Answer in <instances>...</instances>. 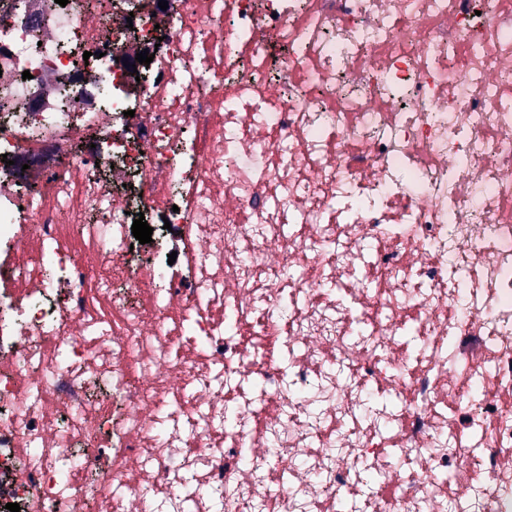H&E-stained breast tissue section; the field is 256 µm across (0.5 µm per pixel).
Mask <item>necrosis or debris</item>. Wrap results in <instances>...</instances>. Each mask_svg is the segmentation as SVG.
Here are the masks:
<instances>
[{"label":"necrosis or debris","instance_id":"1","mask_svg":"<svg viewBox=\"0 0 512 512\" xmlns=\"http://www.w3.org/2000/svg\"><path fill=\"white\" fill-rule=\"evenodd\" d=\"M1 91L0 512H512V0H0Z\"/></svg>","mask_w":512,"mask_h":512}]
</instances>
